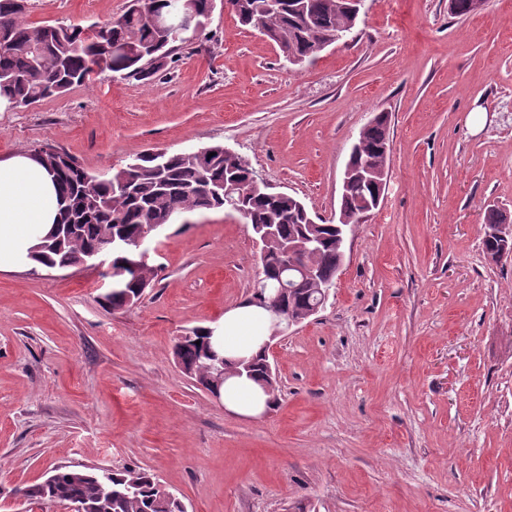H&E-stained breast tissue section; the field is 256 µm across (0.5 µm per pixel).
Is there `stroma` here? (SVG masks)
<instances>
[{"mask_svg":"<svg viewBox=\"0 0 512 512\" xmlns=\"http://www.w3.org/2000/svg\"><path fill=\"white\" fill-rule=\"evenodd\" d=\"M32 26L104 24L127 0H29ZM486 120L473 127L471 112ZM387 113L384 199L356 226L317 314L270 355L256 418L182 374L175 344L251 294L249 225L189 214L131 308L90 269L0 272V512L56 466L144 469L187 512H512V260L483 250L512 217V0H363L354 28L296 66L217 0L198 50L144 82L89 84L0 111V160L40 146L111 175L156 147L224 145L315 222L339 212L360 130ZM504 216L494 210H491L488 214L487 223L488 225L494 224L488 229L487 233L500 239L503 248L494 257H490L493 261H502L504 259H512V225L509 224V220L503 224L502 218Z\"/></svg>","mask_w":512,"mask_h":512,"instance_id":"1","label":"stroma"}]
</instances>
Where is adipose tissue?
<instances>
[{
  "instance_id": "adipose-tissue-1",
  "label": "adipose tissue",
  "mask_w": 512,
  "mask_h": 512,
  "mask_svg": "<svg viewBox=\"0 0 512 512\" xmlns=\"http://www.w3.org/2000/svg\"><path fill=\"white\" fill-rule=\"evenodd\" d=\"M60 212L57 186L47 169L29 154L0 160V269L30 264V253L55 224ZM269 311L243 301L214 325L211 344L230 361L249 360L263 351L272 331ZM220 397L226 410L257 416L268 397L247 376H228Z\"/></svg>"
}]
</instances>
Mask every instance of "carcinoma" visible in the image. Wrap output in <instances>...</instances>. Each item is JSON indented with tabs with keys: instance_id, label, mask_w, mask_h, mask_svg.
I'll return each mask as SVG.
<instances>
[{
	"instance_id": "1",
	"label": "carcinoma",
	"mask_w": 512,
	"mask_h": 512,
	"mask_svg": "<svg viewBox=\"0 0 512 512\" xmlns=\"http://www.w3.org/2000/svg\"><path fill=\"white\" fill-rule=\"evenodd\" d=\"M235 16L243 26L257 28L264 36L298 57L301 64L315 58L328 36L347 29L351 18L342 9V0H281L277 12L264 9V0H235ZM167 9V0H141V10L125 11L118 18L94 29L77 25L31 27L24 16L28 0H0V42L10 50L0 54V98L7 101L38 102L60 94L74 85L91 80L88 59H99L100 72L121 78H151L165 67L151 57L132 58L129 50L149 48L158 41L150 15ZM390 141L387 116L362 129L358 146L362 156L383 167L387 158L381 146ZM256 172L238 154H227L221 145L167 156L166 165L140 155L112 173L110 180L71 165L53 175L60 191V224L66 229L67 243L48 247L37 256H48L57 265H67L91 246L101 233L112 230L134 240L145 224H173L185 212L224 211L244 214L255 237L272 227L278 240L297 241L314 231L316 248L305 254L306 261L319 272L328 286L335 285L336 225L308 227L307 217L296 197L274 195L254 182ZM237 184L236 193L224 196V184ZM375 183L354 181L347 190V207L378 193ZM282 256L279 246H267L260 257L263 279L274 294ZM155 284L128 275L123 288L104 302L112 309L125 308L126 297L138 299ZM315 300V290L301 288L284 303L283 311L293 315ZM211 333L207 327L191 329L176 343V357L182 372L198 383L212 382L227 362L210 352ZM20 493L31 503L78 504L83 512H185L181 501L159 493L158 483L145 470L112 471L101 468L82 470L58 467L49 480L28 485Z\"/></svg>"
}]
</instances>
